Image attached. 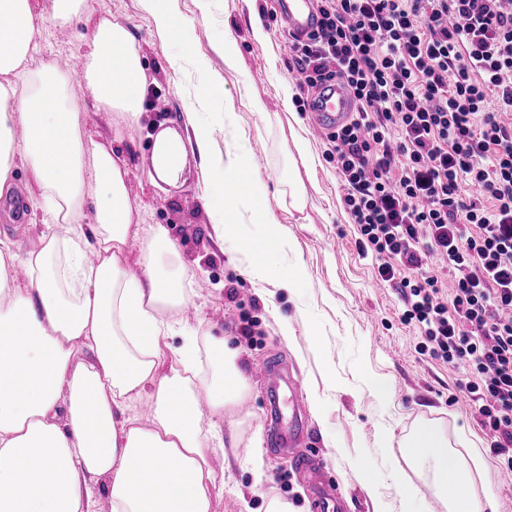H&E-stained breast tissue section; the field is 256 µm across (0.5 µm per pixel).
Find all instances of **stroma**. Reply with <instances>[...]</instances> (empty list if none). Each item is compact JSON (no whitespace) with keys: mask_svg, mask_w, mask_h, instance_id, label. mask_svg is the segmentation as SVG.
<instances>
[{"mask_svg":"<svg viewBox=\"0 0 512 512\" xmlns=\"http://www.w3.org/2000/svg\"><path fill=\"white\" fill-rule=\"evenodd\" d=\"M176 6L206 70L191 63L179 72L169 67L176 47L158 35L141 0H87L89 21L45 29L28 67L58 66L86 55L92 20L107 16L132 34L147 85L161 106L148 112L147 122L184 127L189 93L209 79L223 80L227 98L217 109L234 113L245 149L263 167L266 205L292 244L274 260L305 272L294 288L250 279L239 253L220 245L203 204L204 173L197 161H190L184 182L155 186L144 166L150 147L146 130L122 131L117 113L97 110L91 90L71 83V101L82 114L87 137L108 146L129 167L128 192L140 223L164 225L194 275L191 302L174 314L175 333L163 340L165 352L174 355L191 335L208 330L238 349L250 377L236 405L221 413L200 408L216 475L212 512H266L267 501L275 497L287 499L295 512H315L307 472L294 468L278 446L263 373L271 365L302 382L306 399L300 413L307 432L300 445L337 479L343 512H375L379 501L388 512H401L407 493L425 512H448L434 494L433 475L420 471L405 452L407 436L422 422L437 426L450 448L470 459L474 493L493 491L496 512H512V476L501 473L489 450L476 405L459 388L461 373L416 351L412 329L399 320L398 295L377 282L371 260L356 247L355 226L343 204L345 188L323 156L324 135L298 106L307 93L298 85L293 55L282 51L287 29L275 0H211L205 15L197 0H176ZM257 23L266 32L261 41L253 36ZM228 31L238 45L236 70L224 63L221 41ZM252 96L265 102V114L249 111ZM299 140L305 145L301 152L295 147ZM294 173L305 188L298 210L281 205ZM36 193L27 165L17 163L13 195L22 199L24 216L16 218L11 206L0 205V238L15 241L22 252L48 229L44 212L33 205ZM249 321L256 324L250 339L242 334ZM367 369L388 378L390 396L364 385ZM369 468L376 473L370 487L364 483Z\"/></svg>","mask_w":512,"mask_h":512,"instance_id":"1","label":"stroma"}]
</instances>
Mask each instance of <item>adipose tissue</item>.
I'll list each match as a JSON object with an SVG mask.
<instances>
[{"mask_svg":"<svg viewBox=\"0 0 512 512\" xmlns=\"http://www.w3.org/2000/svg\"><path fill=\"white\" fill-rule=\"evenodd\" d=\"M175 0H142L157 32L180 42L181 69L192 43ZM86 0H55L51 17L37 18L31 0H0V195L11 188L17 160H24L40 190L38 205L66 235H41L25 253L0 239V512H96L91 484L104 479L110 512H211L215 473L206 453L199 396L223 410L247 389L249 376L224 339L207 341L212 381L196 372L197 346L187 344L166 359L161 341L172 332L170 316L188 305L187 271L179 247L160 224H138L129 197L128 171L104 146L86 140L69 96L70 78L55 65L30 71L25 63L49 26L82 21ZM81 79L97 106L119 113L126 130L140 128L145 71L128 30L100 18L91 32ZM225 97L209 81L189 98L191 135L159 126L146 171L156 183L183 180L190 151L204 172L206 204L220 240L239 243L240 226L260 224L262 256L249 274L293 287L301 268L278 267L269 254L285 238L265 206V182L253 174L238 146L214 155L216 115ZM25 131L16 140V128ZM98 191L87 196V178ZM96 222L84 226L85 206ZM141 245V272L130 274L125 249ZM28 286H15L16 266ZM149 395V422L128 414L132 401ZM409 457L433 472L449 512H487L491 501L469 492L466 463L435 427L417 426Z\"/></svg>","mask_w":512,"mask_h":512,"instance_id":"1","label":"adipose tissue"}]
</instances>
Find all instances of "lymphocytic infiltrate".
<instances>
[{"label":"lymphocytic infiltrate","instance_id":"f902f5d3","mask_svg":"<svg viewBox=\"0 0 512 512\" xmlns=\"http://www.w3.org/2000/svg\"><path fill=\"white\" fill-rule=\"evenodd\" d=\"M314 4L299 85L337 78L356 100L324 157L359 251L397 290L417 351L463 373L511 474L512 0Z\"/></svg>","mask_w":512,"mask_h":512}]
</instances>
